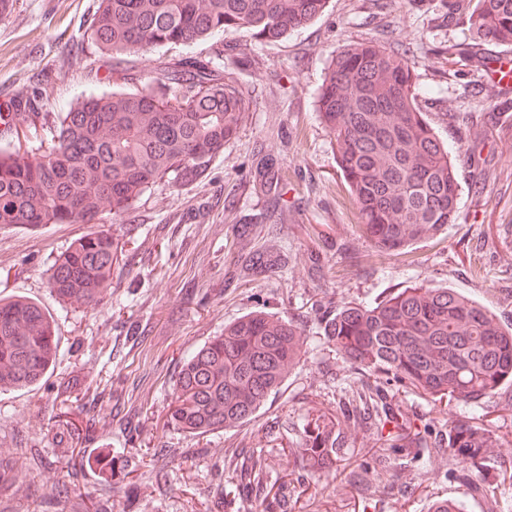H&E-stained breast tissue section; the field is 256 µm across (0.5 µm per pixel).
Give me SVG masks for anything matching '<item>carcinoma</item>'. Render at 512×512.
I'll return each mask as SVG.
<instances>
[{"mask_svg": "<svg viewBox=\"0 0 512 512\" xmlns=\"http://www.w3.org/2000/svg\"><path fill=\"white\" fill-rule=\"evenodd\" d=\"M329 0H99L90 38L118 63L131 53L185 45L244 31L277 41L319 18ZM456 50L478 55L482 42L512 47V0H459ZM217 62L187 60L160 68L150 87L91 95L59 115L50 142L27 149L0 143V227L98 224L122 217L147 189L164 181L187 185L201 178L237 133L249 101L233 82L214 75ZM417 75L406 52L375 41L336 50L318 99L321 120L334 139L341 175L360 216L359 229L380 252L405 250L454 222L459 183L451 153L417 102ZM12 111L25 114L15 130H37L38 89ZM259 185L278 187L262 167ZM112 236L90 231L54 262L56 299L93 308L112 280ZM287 263L279 252H249L239 276L268 277ZM321 334L363 375L369 389L394 384L432 402L466 406L472 421L448 420V456L475 491L496 501L498 483L481 479L496 441L484 424L483 399L512 382V329L486 307L450 288L410 286L372 305L343 303L322 313ZM54 321L39 303L0 299V389L36 386L55 363ZM297 324L255 312L224 325V332L184 358L174 382L167 421L192 436L250 421L279 391L302 359ZM300 452L319 468L339 462L344 436L336 420L307 416ZM247 482L255 512H269L260 459Z\"/></svg>", "mask_w": 512, "mask_h": 512, "instance_id": "cac0c4a2", "label": "carcinoma"}]
</instances>
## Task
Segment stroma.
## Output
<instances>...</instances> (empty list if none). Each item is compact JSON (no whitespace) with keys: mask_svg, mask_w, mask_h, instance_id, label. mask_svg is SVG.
I'll use <instances>...</instances> for the list:
<instances>
[{"mask_svg":"<svg viewBox=\"0 0 512 512\" xmlns=\"http://www.w3.org/2000/svg\"><path fill=\"white\" fill-rule=\"evenodd\" d=\"M97 4L13 0L0 16L1 107L37 87L49 122L85 96L150 84L159 62L215 56L205 41L133 53L112 67L87 38ZM460 34L448 0H330L322 16L278 42L225 33L223 74L242 87L249 109L202 178L154 185L122 220L103 214L117 250L96 309L58 303L48 288L54 261L88 225L0 228V297L40 302L58 336L56 362L39 385L0 391V457L14 475L0 483V512H94L99 502L109 512H204L220 486V512H251L254 496L240 490L233 468L246 450L261 456L269 489L287 485L288 512H432L444 500L463 512H512V484L489 510L447 459L431 454L448 419L470 420V409L409 390H389L387 402L425 447L389 452V422L381 436L349 433L342 461L329 469L310 471L294 452L307 412H335L360 385L320 332L325 307L371 304L411 285L448 287L512 324V87L496 71L506 50L487 43L481 58L460 56ZM366 40L413 50L419 106L438 137L461 150L455 222L398 255L376 252L359 231L317 105L337 48ZM264 164L280 177L278 196L259 190ZM255 222L261 231L238 237L236 225ZM279 247L288 250L281 271L231 279L241 254ZM256 311L304 330V355L277 394L238 427L198 437L169 426L182 357ZM483 411L501 443L496 464L512 466V385L485 397ZM118 452L134 466L124 480L111 473ZM384 453L379 480H359Z\"/></svg>","mask_w":512,"mask_h":512,"instance_id":"stroma-1","label":"stroma"}]
</instances>
